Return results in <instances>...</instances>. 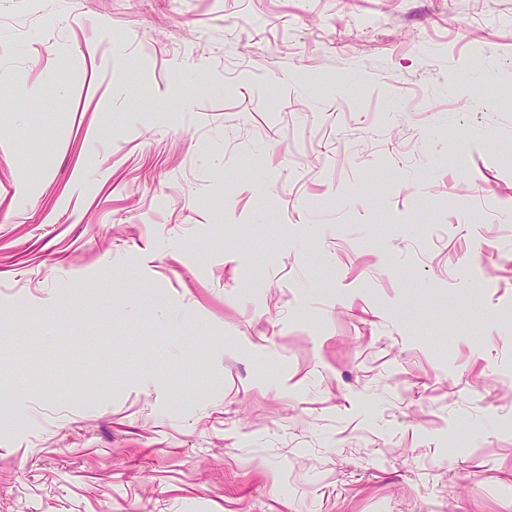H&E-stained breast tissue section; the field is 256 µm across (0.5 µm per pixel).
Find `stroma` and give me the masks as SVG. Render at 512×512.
Returning <instances> with one entry per match:
<instances>
[{"label": "stroma", "instance_id": "1", "mask_svg": "<svg viewBox=\"0 0 512 512\" xmlns=\"http://www.w3.org/2000/svg\"><path fill=\"white\" fill-rule=\"evenodd\" d=\"M0 512H512V0H0Z\"/></svg>", "mask_w": 512, "mask_h": 512}]
</instances>
